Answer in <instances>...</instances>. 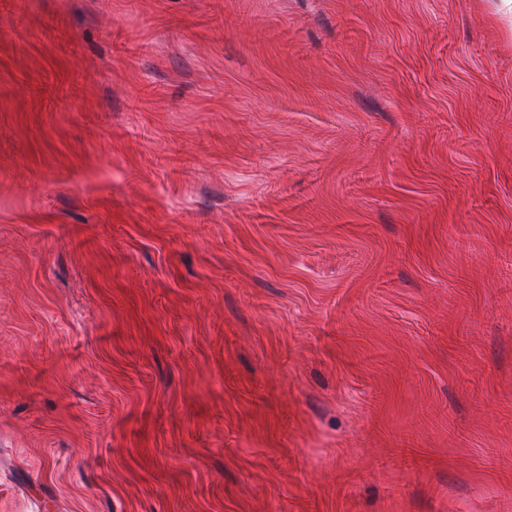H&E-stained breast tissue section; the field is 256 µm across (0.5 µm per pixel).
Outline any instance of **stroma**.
Masks as SVG:
<instances>
[{"label": "stroma", "instance_id": "stroma-1", "mask_svg": "<svg viewBox=\"0 0 512 512\" xmlns=\"http://www.w3.org/2000/svg\"><path fill=\"white\" fill-rule=\"evenodd\" d=\"M498 0H0V512H512Z\"/></svg>", "mask_w": 512, "mask_h": 512}]
</instances>
